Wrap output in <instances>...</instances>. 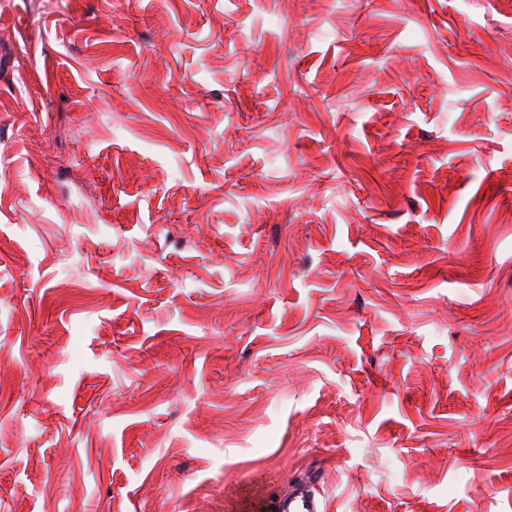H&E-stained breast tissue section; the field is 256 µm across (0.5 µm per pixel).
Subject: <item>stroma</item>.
<instances>
[{
	"instance_id": "obj_1",
	"label": "stroma",
	"mask_w": 512,
	"mask_h": 512,
	"mask_svg": "<svg viewBox=\"0 0 512 512\" xmlns=\"http://www.w3.org/2000/svg\"><path fill=\"white\" fill-rule=\"evenodd\" d=\"M512 512V0H0V512ZM316 477L310 476L293 483L288 494L278 498L259 492L253 510L261 512H324L323 504L315 492ZM274 506V510H271Z\"/></svg>"
}]
</instances>
